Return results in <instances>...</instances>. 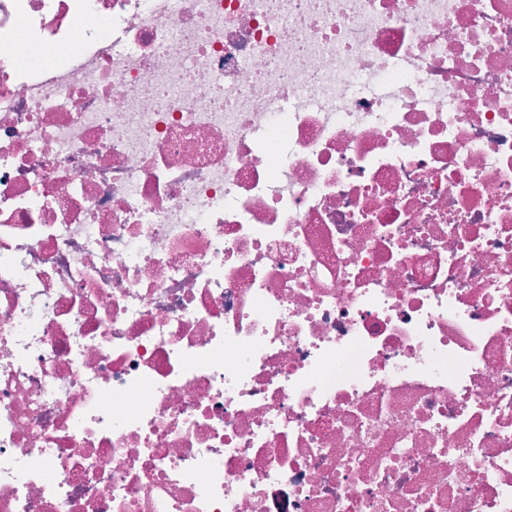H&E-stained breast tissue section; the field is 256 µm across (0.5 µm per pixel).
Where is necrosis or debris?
I'll return each instance as SVG.
<instances>
[{"label": "necrosis or debris", "mask_w": 512, "mask_h": 512, "mask_svg": "<svg viewBox=\"0 0 512 512\" xmlns=\"http://www.w3.org/2000/svg\"><path fill=\"white\" fill-rule=\"evenodd\" d=\"M0 512H512V0H0Z\"/></svg>", "instance_id": "necrosis-or-debris-1"}]
</instances>
